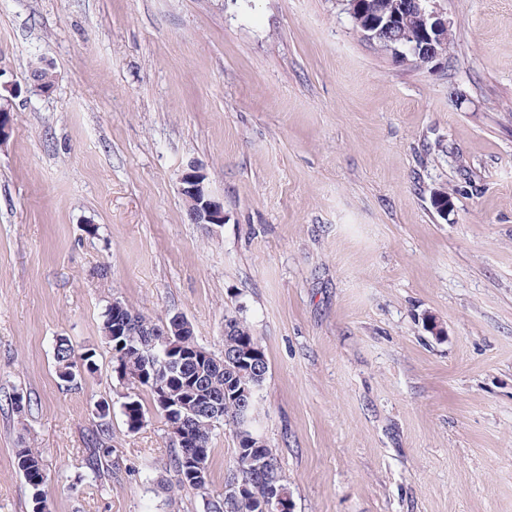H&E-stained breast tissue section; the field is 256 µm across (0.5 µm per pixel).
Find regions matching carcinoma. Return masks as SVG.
<instances>
[{"mask_svg":"<svg viewBox=\"0 0 512 512\" xmlns=\"http://www.w3.org/2000/svg\"><path fill=\"white\" fill-rule=\"evenodd\" d=\"M411 0H384L380 7L387 8L396 3L400 7L398 30L411 31L414 28L413 13L410 8ZM152 319L142 312L136 314V319L129 330V335L123 337L126 350L120 354H112V362H121L123 371L131 377L142 376L145 369L144 354L160 351L159 337L152 335L149 325ZM224 350L236 352L241 357L255 361L258 364L266 363L265 350L254 335L251 327L243 320L228 317L224 320ZM75 354L73 345L66 339L59 341L55 349V362L58 374L63 376L74 369ZM244 366L238 362L220 363L213 357L188 360L176 371L160 374L156 380L145 379L140 382L141 388L157 400L156 386H161L169 396L183 403V410L187 416L184 424L188 438L195 442V446L183 450L177 446L172 451V467L180 487H190L200 492L207 490V483L199 484L192 475L193 455L201 456L209 461L211 455V441L213 430L217 425L210 423V419L198 415V405L209 399L224 401V421L222 425L232 426L237 417L239 399L232 396L234 389L241 385L238 378ZM125 424L131 431L137 430L144 422V410L140 400L126 401L122 405ZM236 469L230 482L246 483L249 485L248 493L240 497L225 496L219 500L208 501V512H262V500L265 497L266 487L272 479L277 484H284L281 467L277 464L273 449L263 441H246L235 437ZM269 459L275 463V468L257 470L252 464ZM16 464L25 483L30 490L38 486H46L47 471L41 453L33 448H19L16 451Z\"/></svg>","mask_w":512,"mask_h":512,"instance_id":"1","label":"carcinoma"}]
</instances>
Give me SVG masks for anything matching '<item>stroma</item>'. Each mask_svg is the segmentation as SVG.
Returning a JSON list of instances; mask_svg holds the SVG:
<instances>
[{
    "label": "stroma",
    "mask_w": 512,
    "mask_h": 512,
    "mask_svg": "<svg viewBox=\"0 0 512 512\" xmlns=\"http://www.w3.org/2000/svg\"><path fill=\"white\" fill-rule=\"evenodd\" d=\"M435 3L452 43L419 63L345 0H0L6 79L37 57L56 74L11 99L0 146V512H32L23 447L49 512L223 496L232 432L207 494L177 487L163 416L113 370L115 300L183 315L218 355L226 317L251 326L293 512H512V0ZM192 160L223 225L188 219ZM62 337L97 353L72 388ZM16 464L31 491L32 499L35 487L41 485L39 489L45 493L47 471L41 453L33 448H19L16 451ZM33 502L35 504L34 499Z\"/></svg>",
    "instance_id": "obj_1"
}]
</instances>
